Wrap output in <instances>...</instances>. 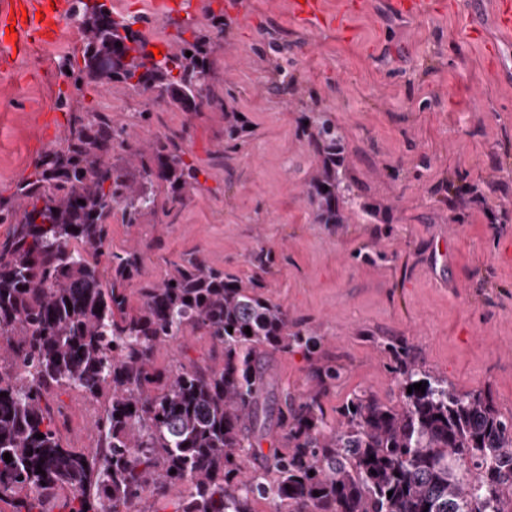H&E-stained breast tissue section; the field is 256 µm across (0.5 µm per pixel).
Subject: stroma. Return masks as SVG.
<instances>
[{"instance_id": "35a3bbf8", "label": "stroma", "mask_w": 512, "mask_h": 512, "mask_svg": "<svg viewBox=\"0 0 512 512\" xmlns=\"http://www.w3.org/2000/svg\"><path fill=\"white\" fill-rule=\"evenodd\" d=\"M138 25L153 47L174 51L187 23L224 16L211 55L219 105L199 112L155 102L84 75L77 15L57 39L0 78V206L21 211L18 185L52 149L64 148L75 117L105 112L126 125L129 151L112 161L138 173L153 145L177 134L198 183L179 204L155 188V211L131 227L110 221L108 249L139 248L143 278L162 281L169 259L195 253L237 276L261 277L292 323L323 338L266 360L264 455L284 450V396L319 394L330 421L354 394L400 405L403 385L384 349L403 340L421 370L457 393L490 395L512 414V39L499 38L491 5L477 13L435 0L418 20L392 18L386 0H364L349 33L332 18L344 0H323L320 25L296 21L288 0H194L191 18L155 16L151 0H103ZM285 76H277V69ZM245 126L229 139L227 118ZM335 120L345 146L340 174L351 187L343 223L315 218L307 190L322 161L310 135ZM450 240L451 259L430 249ZM274 263L257 272L255 252ZM209 337L189 331L154 352L158 367L213 363ZM336 380L319 385L317 367ZM73 448H92L100 406L76 389L49 397Z\"/></svg>"}]
</instances>
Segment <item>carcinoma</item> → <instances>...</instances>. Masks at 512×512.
<instances>
[{
    "label": "carcinoma",
    "mask_w": 512,
    "mask_h": 512,
    "mask_svg": "<svg viewBox=\"0 0 512 512\" xmlns=\"http://www.w3.org/2000/svg\"><path fill=\"white\" fill-rule=\"evenodd\" d=\"M82 10L93 79L150 90L184 112L197 97L215 99L207 33L192 30L157 59L132 22L89 0ZM125 135L101 112L80 118L66 147L48 151L20 184L21 218L0 210V224L14 225L0 240V502L44 512L66 490L70 512H121L145 494L180 491L178 512H253L258 500L273 501L275 512H512V416L419 371L401 340L389 350L403 388L420 382L425 392L405 394L398 408L356 394L340 408L338 429L320 395L287 396L286 451L244 472L265 359L293 347L315 352L322 338L294 328L259 278L245 288L193 253L169 261L161 282H141L140 303L130 304L143 257L125 249L100 268L109 218L118 210L123 223H139L155 210L156 183L182 201L198 169L167 135L155 166L132 181L112 163V152L128 148ZM313 145L322 170L310 202L321 223L340 224L336 123L320 120ZM189 329L211 337L221 366H156L157 346ZM62 387L101 403L96 447L71 448L52 427L58 411L48 396Z\"/></svg>",
    "instance_id": "1"
}]
</instances>
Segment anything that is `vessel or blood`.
Wrapping results in <instances>:
<instances>
[{
  "instance_id": "vessel-or-blood-1",
  "label": "vessel or blood",
  "mask_w": 512,
  "mask_h": 512,
  "mask_svg": "<svg viewBox=\"0 0 512 512\" xmlns=\"http://www.w3.org/2000/svg\"><path fill=\"white\" fill-rule=\"evenodd\" d=\"M391 14L418 19L433 9L432 0H387ZM73 0H0V76L10 77L15 59L28 56L34 46L56 40ZM292 16L307 24L319 21L320 0H288Z\"/></svg>"
}]
</instances>
